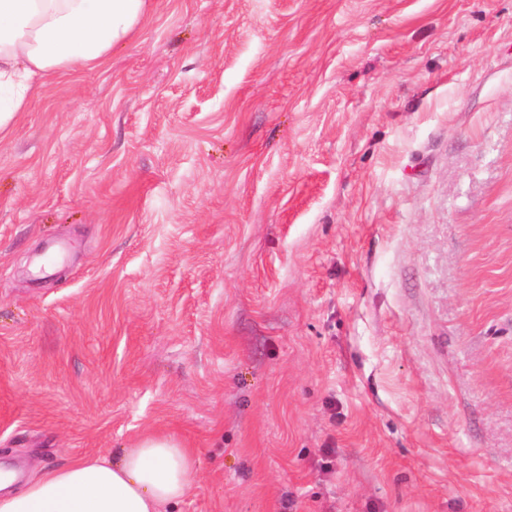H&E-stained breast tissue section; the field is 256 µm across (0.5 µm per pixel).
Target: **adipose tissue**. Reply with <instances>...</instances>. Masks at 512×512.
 Returning a JSON list of instances; mask_svg holds the SVG:
<instances>
[{"label":"adipose tissue","mask_w":512,"mask_h":512,"mask_svg":"<svg viewBox=\"0 0 512 512\" xmlns=\"http://www.w3.org/2000/svg\"><path fill=\"white\" fill-rule=\"evenodd\" d=\"M148 0H0V135L57 77L104 65ZM196 452L148 434L117 458L88 455L17 481L0 470V512H168L195 477Z\"/></svg>","instance_id":"1"}]
</instances>
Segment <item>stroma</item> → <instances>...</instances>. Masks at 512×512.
I'll use <instances>...</instances> for the list:
<instances>
[{
    "instance_id": "1",
    "label": "stroma",
    "mask_w": 512,
    "mask_h": 512,
    "mask_svg": "<svg viewBox=\"0 0 512 512\" xmlns=\"http://www.w3.org/2000/svg\"><path fill=\"white\" fill-rule=\"evenodd\" d=\"M196 451L171 512H512V0H151L0 139V466Z\"/></svg>"
}]
</instances>
